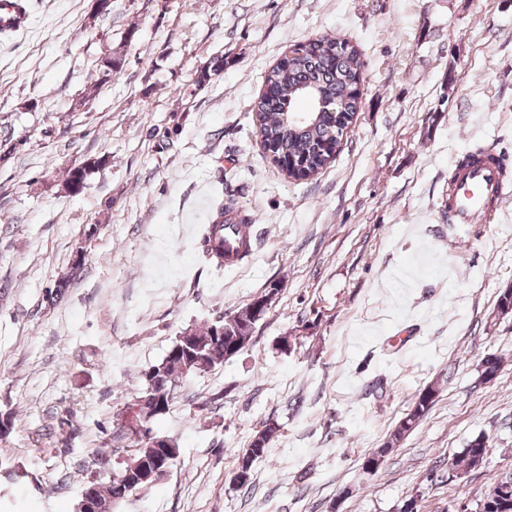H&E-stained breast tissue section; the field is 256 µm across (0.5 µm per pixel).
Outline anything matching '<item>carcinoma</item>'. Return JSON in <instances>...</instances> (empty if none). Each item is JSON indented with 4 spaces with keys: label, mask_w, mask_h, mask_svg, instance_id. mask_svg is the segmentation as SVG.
Segmentation results:
<instances>
[{
    "label": "carcinoma",
    "mask_w": 512,
    "mask_h": 512,
    "mask_svg": "<svg viewBox=\"0 0 512 512\" xmlns=\"http://www.w3.org/2000/svg\"><path fill=\"white\" fill-rule=\"evenodd\" d=\"M293 57L288 67L274 66L264 78V92L254 102L255 121L258 128L260 145L270 152L272 162L288 156L302 158L307 162L309 175H314L331 162L323 150V143L335 139L341 144L344 136L342 128L337 126V120L330 115L322 116L320 122L298 132L291 125L284 123L282 112L288 93H293V99L309 102V111H315V91L319 90L324 98L341 104V109L351 115L359 107V96L356 91L355 78L362 68L356 48L346 39L339 37L321 36L300 43L291 49ZM99 158L87 160L83 166L68 170L66 190H73L79 181H85L90 169L100 165ZM237 210L236 202L224 200L220 192L213 199L214 216L210 223L203 225L200 231L199 243L216 268H224L220 257L224 256V242L218 240L219 233L224 231V215ZM225 327V332L235 330L241 338H252V322L246 316L239 317L234 327L220 321L208 326L205 330L195 331L199 343L209 354V369L224 364L228 357L224 355V340L218 337L217 329ZM162 373L161 383L150 385L143 381V386L137 396L149 397L146 408L150 419L164 415L169 410L177 384L201 375V370L188 362L178 363L176 360L162 359L151 366L145 374ZM436 384H428L415 397L412 407L391 430L380 446L364 457L362 468L366 471L379 469L386 460L398 450L404 438L412 432L426 416L435 402ZM278 431L277 425L268 423L256 431L248 448L238 458L236 470L245 473V478L236 483L239 489L249 488L251 468L254 461L263 458L272 451V441ZM117 438L129 440L131 447L129 460L117 473L112 474L105 482H98V497L106 512H113L120 502L133 490L153 484L173 464L175 457L169 456L160 448L149 446V440L135 433L131 424L117 427ZM488 441L481 435L471 440L454 458L448 461L447 467L458 472L463 477L476 470L473 463L474 445L480 441ZM153 472V477L145 483L133 480L135 472L143 467Z\"/></svg>",
    "instance_id": "1"
}]
</instances>
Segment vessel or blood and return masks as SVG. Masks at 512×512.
I'll list each match as a JSON object with an SVG mask.
<instances>
[{"mask_svg": "<svg viewBox=\"0 0 512 512\" xmlns=\"http://www.w3.org/2000/svg\"><path fill=\"white\" fill-rule=\"evenodd\" d=\"M30 19V0H0V38L23 29ZM512 201V166L488 151L456 168L448 185L445 219L451 225L489 224Z\"/></svg>", "mask_w": 512, "mask_h": 512, "instance_id": "1", "label": "vessel or blood"}]
</instances>
